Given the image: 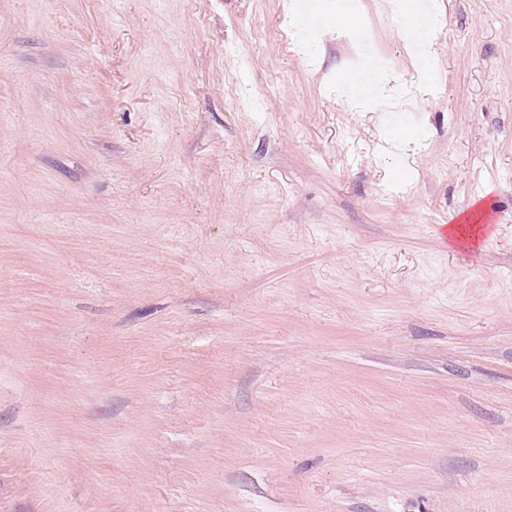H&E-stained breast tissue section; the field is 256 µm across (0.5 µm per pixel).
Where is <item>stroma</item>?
I'll return each instance as SVG.
<instances>
[{
	"label": "stroma",
	"mask_w": 512,
	"mask_h": 512,
	"mask_svg": "<svg viewBox=\"0 0 512 512\" xmlns=\"http://www.w3.org/2000/svg\"><path fill=\"white\" fill-rule=\"evenodd\" d=\"M360 4L0 0V512H512V0ZM367 37L368 33L364 25L349 33L350 40L357 43L359 53L348 62L343 71L336 75V89L342 96H345L344 90L348 85L365 82L391 70L389 60L376 52L373 43Z\"/></svg>",
	"instance_id": "1"
}]
</instances>
